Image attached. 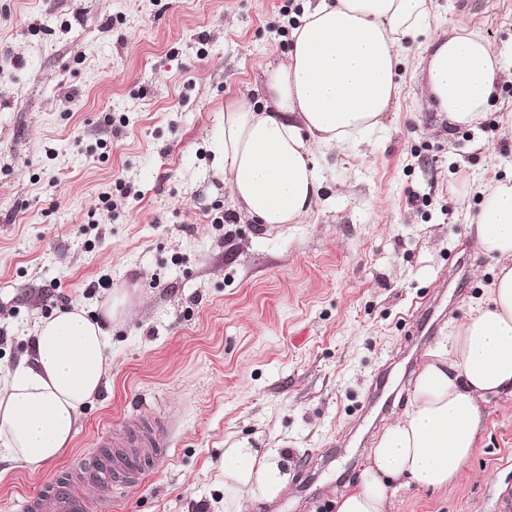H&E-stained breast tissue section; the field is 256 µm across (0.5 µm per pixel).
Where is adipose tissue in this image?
Segmentation results:
<instances>
[{
    "label": "adipose tissue",
    "mask_w": 512,
    "mask_h": 512,
    "mask_svg": "<svg viewBox=\"0 0 512 512\" xmlns=\"http://www.w3.org/2000/svg\"><path fill=\"white\" fill-rule=\"evenodd\" d=\"M431 0H318L291 33L285 63L264 70L265 107H224L218 154L224 182L256 223L298 224L313 209L319 148L357 144L379 128L401 94L405 40L427 35L415 79L430 109L455 129L476 124L498 86L512 82V45L465 28L431 34ZM469 227L497 262L487 302L455 325L420 366L410 404L376 438L336 512H388L392 481L440 490L472 456L483 401L512 395V177L480 186ZM132 304L116 289L88 316L80 303L41 320L33 352L0 379V457L38 471L72 444L83 409L105 383L112 324ZM224 512L272 502L288 487L273 449L228 438Z\"/></svg>",
    "instance_id": "ef3b65f1"
}]
</instances>
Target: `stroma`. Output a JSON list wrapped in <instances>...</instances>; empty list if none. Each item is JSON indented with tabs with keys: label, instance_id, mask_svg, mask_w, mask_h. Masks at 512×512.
Listing matches in <instances>:
<instances>
[{
	"label": "stroma",
	"instance_id": "35a3bbf8",
	"mask_svg": "<svg viewBox=\"0 0 512 512\" xmlns=\"http://www.w3.org/2000/svg\"><path fill=\"white\" fill-rule=\"evenodd\" d=\"M306 0H0V370L31 351L37 323L70 303L96 314L104 291H134L112 326L106 386L64 454L33 472L0 460V512L43 483L94 468L99 441L136 417L165 445L105 512H224V442L278 449L288 488L254 512H320L372 441L410 403L360 408L379 367L415 329L412 304L444 288L436 342L487 301L495 260L468 226L473 185L512 176L496 122L447 131L411 81L423 40L402 49L396 106L367 142L315 153L320 197L302 223H252L224 187L215 145L224 105L263 107L272 30ZM440 34L466 25L512 44V0H432ZM139 190L123 198L120 185ZM111 193L113 209L99 201ZM233 215L230 224L217 216ZM487 417L458 480L397 488L390 512H512V396ZM345 439L347 453L311 464Z\"/></svg>",
	"mask_w": 512,
	"mask_h": 512
}]
</instances>
